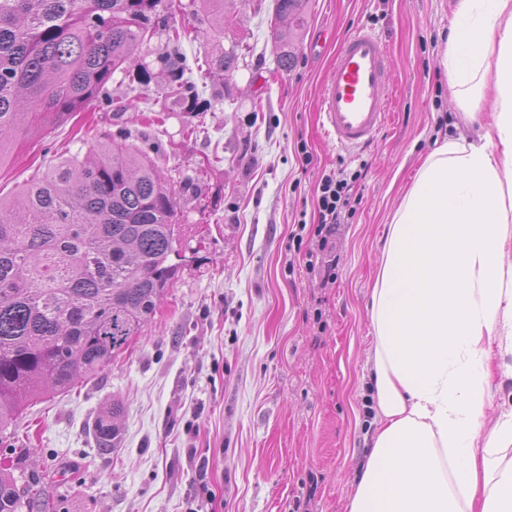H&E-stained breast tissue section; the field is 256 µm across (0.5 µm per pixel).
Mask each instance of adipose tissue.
<instances>
[{
    "label": "adipose tissue",
    "mask_w": 512,
    "mask_h": 512,
    "mask_svg": "<svg viewBox=\"0 0 512 512\" xmlns=\"http://www.w3.org/2000/svg\"><path fill=\"white\" fill-rule=\"evenodd\" d=\"M484 142L451 138L395 211L370 292L372 421L348 512H512V0H459L440 58Z\"/></svg>",
    "instance_id": "1"
}]
</instances>
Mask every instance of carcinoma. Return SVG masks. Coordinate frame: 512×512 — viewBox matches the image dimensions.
Wrapping results in <instances>:
<instances>
[{"label": "carcinoma", "mask_w": 512, "mask_h": 512, "mask_svg": "<svg viewBox=\"0 0 512 512\" xmlns=\"http://www.w3.org/2000/svg\"><path fill=\"white\" fill-rule=\"evenodd\" d=\"M211 36H224V12L237 0H201ZM307 0H276L271 39L278 67L298 58ZM165 0H0V160L5 144L68 120L94 100L124 112L107 85L128 73L133 51L155 34ZM172 51L169 96L199 98L180 52L181 34L164 28ZM230 48L207 60L205 74L230 73ZM131 135L90 147L0 200V439L24 404L91 379L139 335L173 283L182 225L176 192L161 178L158 153ZM121 403L95 423L98 448H115ZM33 488L19 489L0 468V512H33Z\"/></svg>", "instance_id": "1"}]
</instances>
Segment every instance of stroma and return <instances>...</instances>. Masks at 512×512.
<instances>
[{"mask_svg": "<svg viewBox=\"0 0 512 512\" xmlns=\"http://www.w3.org/2000/svg\"><path fill=\"white\" fill-rule=\"evenodd\" d=\"M181 3L180 50L206 112L166 99L160 31L136 51L150 84L112 79L122 115L93 103L11 142L0 166L8 200L48 167L130 132L159 147L187 243L143 332L95 378L31 402L17 424L25 454L0 444V463L19 485L36 481L43 512H348L366 452L367 306L391 216L433 149L451 136L479 141L490 121L485 104L476 120L463 117L438 64L455 0H309L287 72L268 38L275 0L225 14L218 40L204 34L206 13ZM359 27L392 54L394 118L354 157L322 136L317 104L337 46ZM230 48L238 70L200 75L206 58ZM362 167L359 203L333 240L331 284L322 265H307L314 237L298 245L291 235L314 214L323 172ZM187 179L194 189L184 193ZM115 400L121 434L104 452L93 428Z\"/></svg>", "mask_w": 512, "mask_h": 512, "instance_id": "obj_1", "label": "stroma"}]
</instances>
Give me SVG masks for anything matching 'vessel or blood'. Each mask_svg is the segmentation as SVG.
<instances>
[{
    "instance_id": "obj_1",
    "label": "vessel or blood",
    "mask_w": 512,
    "mask_h": 512,
    "mask_svg": "<svg viewBox=\"0 0 512 512\" xmlns=\"http://www.w3.org/2000/svg\"><path fill=\"white\" fill-rule=\"evenodd\" d=\"M393 84L385 45L366 29L352 32L338 48L320 90L319 110L329 140L353 154L370 145L388 122Z\"/></svg>"
}]
</instances>
